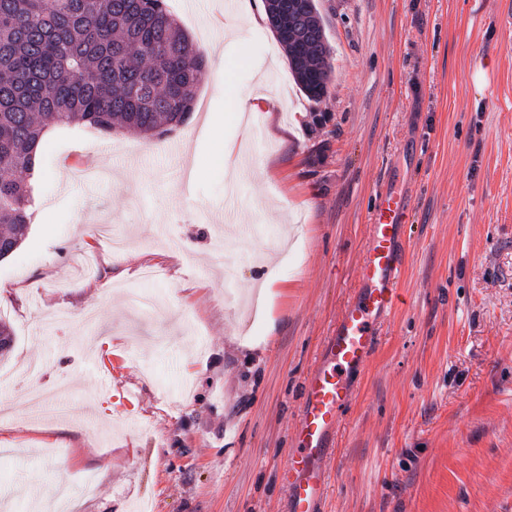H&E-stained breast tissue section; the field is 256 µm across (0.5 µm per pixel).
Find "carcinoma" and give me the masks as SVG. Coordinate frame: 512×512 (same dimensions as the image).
<instances>
[{
	"instance_id": "carcinoma-1",
	"label": "carcinoma",
	"mask_w": 512,
	"mask_h": 512,
	"mask_svg": "<svg viewBox=\"0 0 512 512\" xmlns=\"http://www.w3.org/2000/svg\"><path fill=\"white\" fill-rule=\"evenodd\" d=\"M299 90L321 100L331 48L315 0H264ZM207 58L160 0H0V259L33 218L52 125L162 137L188 120Z\"/></svg>"
}]
</instances>
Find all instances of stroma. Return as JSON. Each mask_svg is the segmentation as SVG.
Returning a JSON list of instances; mask_svg holds the SVG:
<instances>
[{"mask_svg": "<svg viewBox=\"0 0 512 512\" xmlns=\"http://www.w3.org/2000/svg\"><path fill=\"white\" fill-rule=\"evenodd\" d=\"M167 6L208 58L189 120L53 129L0 260V504L63 485L76 512H286L304 383L388 188L412 199L402 297L338 422L324 512H512V0H317L318 102L248 19L262 0ZM269 255L278 327L241 349Z\"/></svg>", "mask_w": 512, "mask_h": 512, "instance_id": "stroma-1", "label": "stroma"}]
</instances>
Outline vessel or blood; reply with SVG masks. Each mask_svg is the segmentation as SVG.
Wrapping results in <instances>:
<instances>
[{"label": "vessel or blood", "mask_w": 512, "mask_h": 512, "mask_svg": "<svg viewBox=\"0 0 512 512\" xmlns=\"http://www.w3.org/2000/svg\"><path fill=\"white\" fill-rule=\"evenodd\" d=\"M410 200L382 192L371 212L372 234L360 261L359 289L326 339L317 366L304 386V399L295 425V448L282 473L289 512H321L326 472L333 453L343 407L354 396L352 371L371 359L377 324L398 302L405 253L403 229Z\"/></svg>", "instance_id": "vessel-or-blood-1"}]
</instances>
